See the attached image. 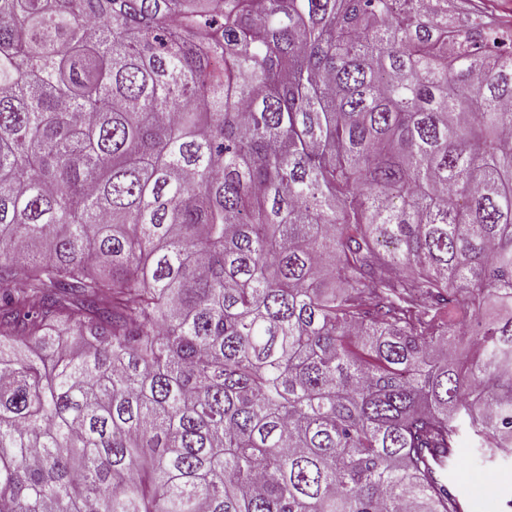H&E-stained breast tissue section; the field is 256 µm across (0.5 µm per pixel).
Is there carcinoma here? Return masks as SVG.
<instances>
[{"label": "carcinoma", "instance_id": "1", "mask_svg": "<svg viewBox=\"0 0 512 512\" xmlns=\"http://www.w3.org/2000/svg\"><path fill=\"white\" fill-rule=\"evenodd\" d=\"M464 435L512 454V29L0 0V512H462Z\"/></svg>", "mask_w": 512, "mask_h": 512}]
</instances>
